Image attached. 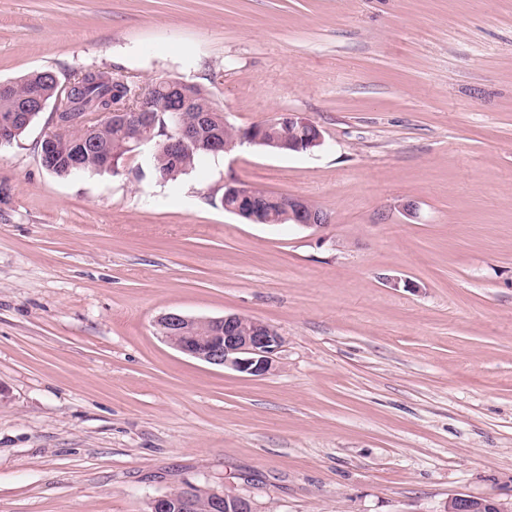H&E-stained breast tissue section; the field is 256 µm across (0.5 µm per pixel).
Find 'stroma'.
Instances as JSON below:
<instances>
[{"mask_svg": "<svg viewBox=\"0 0 512 512\" xmlns=\"http://www.w3.org/2000/svg\"><path fill=\"white\" fill-rule=\"evenodd\" d=\"M101 70L206 88L243 144L163 183L59 178L42 112L0 146V512H147L194 485L259 512L512 501V0H0V82ZM322 227L250 224L225 184ZM275 326L250 377L156 318ZM268 202L277 205L285 211L284 217L303 227H321L328 224L325 212L318 211L311 203L298 196L284 195L281 200H269Z\"/></svg>", "mask_w": 512, "mask_h": 512, "instance_id": "stroma-1", "label": "stroma"}]
</instances>
